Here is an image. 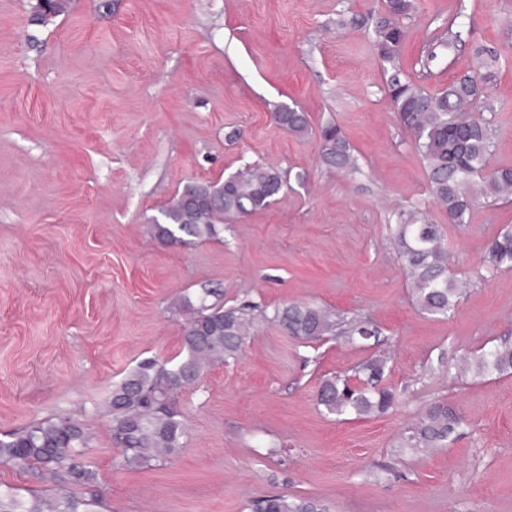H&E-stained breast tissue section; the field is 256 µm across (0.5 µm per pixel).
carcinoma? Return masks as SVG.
I'll list each match as a JSON object with an SVG mask.
<instances>
[{
	"label": "carcinoma",
	"instance_id": "1",
	"mask_svg": "<svg viewBox=\"0 0 512 512\" xmlns=\"http://www.w3.org/2000/svg\"><path fill=\"white\" fill-rule=\"evenodd\" d=\"M384 16L373 29V44L386 73L385 93L400 123L412 135L414 152L423 162L430 194L450 224H465L474 205L512 199V167H496L492 153L497 137L493 123L475 112L488 97L491 63L485 73L456 77L438 92H430L405 75L398 65L406 37L402 20L417 9V0H386ZM461 39L453 28L434 36L421 51L423 71L430 72L450 44ZM276 124L288 132L315 133L319 159L329 171L350 173L357 160L344 133L332 121L313 130L307 113L295 108L279 113ZM287 187L282 172L263 164L228 176L222 182L199 179L187 183L162 209L164 223L149 225L151 236L163 246L186 247L214 239L226 218H242L268 208ZM406 281L419 309L446 319L455 311L463 282L448 270L446 229L415 209L402 213L390 225ZM487 266L512 269V229H506L486 247ZM207 288L181 296L175 308L186 315L182 350L172 359H145L112 387L109 415L112 442L122 449L120 465L139 470L152 466L165 453L183 447L185 425L176 410L179 395L194 387L211 367L238 356L258 319L279 326L305 342L322 336L364 339L377 329L359 317L336 313L308 303L278 306L273 313L254 303L224 306L209 302ZM477 376L512 370V343L482 348L465 358ZM386 361L370 359L355 371L356 383L337 376L322 379L315 398L329 414L357 418L390 409L395 392L385 386ZM460 417L436 402L403 437L402 447L413 450L445 448L459 435ZM89 435L81 419L70 414L34 420L0 438V464L34 472L55 486L91 485L97 474L83 459ZM92 502L64 491L52 497L33 494L28 499L0 491V512H93ZM251 512H318L315 502L286 494L265 496Z\"/></svg>",
	"mask_w": 512,
	"mask_h": 512
}]
</instances>
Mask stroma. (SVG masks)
Here are the masks:
<instances>
[{
    "label": "stroma",
    "mask_w": 512,
    "mask_h": 512,
    "mask_svg": "<svg viewBox=\"0 0 512 512\" xmlns=\"http://www.w3.org/2000/svg\"><path fill=\"white\" fill-rule=\"evenodd\" d=\"M98 3L73 0L37 25L30 0H0V434L81 416L99 478L75 493L112 512H248L277 493L320 512H512V372L458 370L512 342V271L484 269L512 202L450 227V266L471 286L448 319L421 313L389 226L413 207L447 217L384 93L370 24L330 26L341 12L371 23L384 0H112L108 16ZM404 24L401 69L432 92L475 71L477 48L497 53L483 113L498 129L493 163L512 167V0H418ZM450 25L460 42L421 77L426 39ZM284 106L315 126L334 120L358 172L322 167L316 136L273 122ZM255 163L294 181L275 204L189 249L151 237L187 181ZM205 286L229 306L358 314L379 334L307 345L259 322L237 359L180 396L183 448L122 469L112 386L180 352L170 304ZM377 355L390 358L392 409L343 420L316 406L322 377ZM435 401L455 409L462 436L430 453L402 447Z\"/></svg>",
    "instance_id": "35a3bbf8"
}]
</instances>
